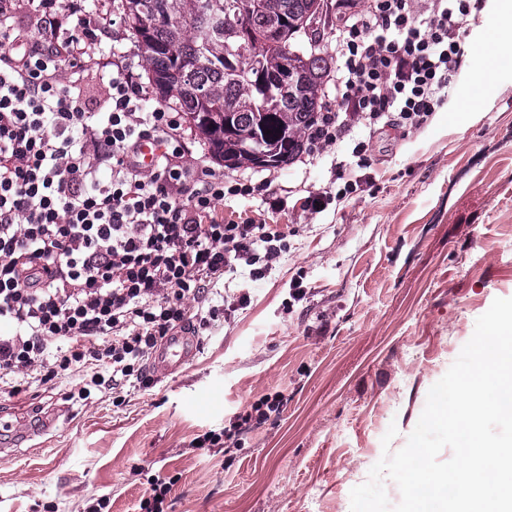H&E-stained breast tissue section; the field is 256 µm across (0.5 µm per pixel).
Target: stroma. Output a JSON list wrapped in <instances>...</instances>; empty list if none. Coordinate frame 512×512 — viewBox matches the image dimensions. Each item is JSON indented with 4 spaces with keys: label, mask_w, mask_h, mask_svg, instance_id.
<instances>
[{
    "label": "stroma",
    "mask_w": 512,
    "mask_h": 512,
    "mask_svg": "<svg viewBox=\"0 0 512 512\" xmlns=\"http://www.w3.org/2000/svg\"><path fill=\"white\" fill-rule=\"evenodd\" d=\"M465 29L464 73L420 128L358 125L282 169L226 168L187 130L186 163L270 184L225 196L218 214L271 225L286 248L260 280L239 264L207 283L189 313L219 315L197 355L150 387L126 385L121 402L79 399L75 373L0 392V512H85L100 497L104 512H141L157 475L172 482L166 512H351L352 488L405 445L477 318L512 298V64L488 81L479 59L512 35V0H478ZM360 140L367 168L351 157ZM340 174L354 192L305 211ZM276 393L279 414L195 447Z\"/></svg>",
    "instance_id": "obj_1"
}]
</instances>
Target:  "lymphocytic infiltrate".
<instances>
[{
	"label": "lymphocytic infiltrate",
	"mask_w": 512,
	"mask_h": 512,
	"mask_svg": "<svg viewBox=\"0 0 512 512\" xmlns=\"http://www.w3.org/2000/svg\"><path fill=\"white\" fill-rule=\"evenodd\" d=\"M470 13L471 0H367L344 14L335 100L310 124L309 151L342 141L353 122L426 123L462 70ZM106 33L82 0H0V385L95 361L111 373L93 374L81 398L149 386V354L188 323L203 282L239 260L261 277L259 262L281 252L283 233L216 212L225 194L267 184L228 185L184 164L180 122L146 110L126 58L100 59L105 109L90 111L82 49ZM145 144L157 150L149 167Z\"/></svg>",
	"instance_id": "1"
}]
</instances>
